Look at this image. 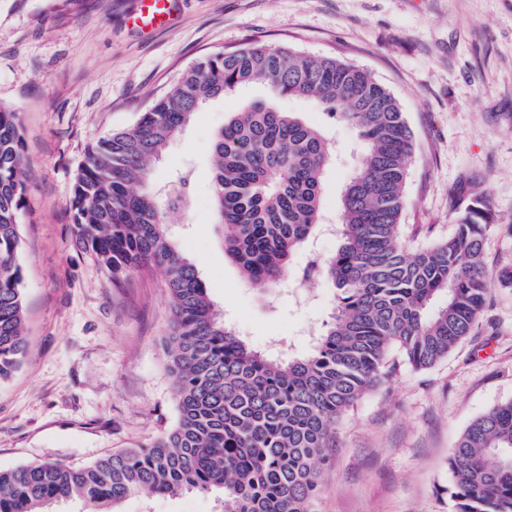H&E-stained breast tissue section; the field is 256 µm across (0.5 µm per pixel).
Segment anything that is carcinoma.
Segmentation results:
<instances>
[{
	"instance_id": "obj_1",
	"label": "carcinoma",
	"mask_w": 512,
	"mask_h": 512,
	"mask_svg": "<svg viewBox=\"0 0 512 512\" xmlns=\"http://www.w3.org/2000/svg\"><path fill=\"white\" fill-rule=\"evenodd\" d=\"M254 83L268 97L229 114L212 167L224 251L249 285L275 288L293 277V254L322 227L332 161L324 129L275 101L313 103L352 126L364 147L341 196V245L302 275L337 290L332 320L311 355L288 362L263 356L224 324L196 265L168 236L159 201L184 204L191 172L171 187L151 185L155 162L200 107ZM413 151L398 101L368 72L257 43L198 58L132 127L88 146L73 185L75 239L116 282L164 269L177 422L148 445L88 466L0 470V512H53L67 500L116 512L134 494L190 489L221 492L222 512H310L339 418L392 374L391 354L415 371L431 368L469 334L493 282L512 288L511 269L492 276L485 267L493 214L480 194L456 213L448 238L407 245L400 217ZM26 182L18 114L0 104V381L27 350L18 233ZM449 472L454 512H512V400L464 429Z\"/></svg>"
}]
</instances>
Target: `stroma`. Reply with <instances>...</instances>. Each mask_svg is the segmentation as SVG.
I'll return each instance as SVG.
<instances>
[{
	"instance_id": "35a3bbf8",
	"label": "stroma",
	"mask_w": 512,
	"mask_h": 512,
	"mask_svg": "<svg viewBox=\"0 0 512 512\" xmlns=\"http://www.w3.org/2000/svg\"><path fill=\"white\" fill-rule=\"evenodd\" d=\"M170 23L144 31L138 0H0V103L19 114L28 180L18 232L27 356L0 381V470L86 465L150 443L177 410L164 339L170 297L160 268L115 282L76 243L72 186L86 148L132 127L199 57L251 41L335 57L371 73L399 100L414 134L403 231L414 245L450 236L473 194L494 220L483 256L512 267V0H174ZM253 85L207 103L154 170L162 185L192 173L191 203L167 231L209 299L257 351L306 353L334 290L301 282L311 255L338 247L330 230L361 142L307 101L277 107L320 125L335 152L321 229L291 264L295 278L249 286L224 253L211 192L213 137ZM512 400V288L493 287L467 336L434 367L399 366L336 426V454L312 512H453L448 460L465 427ZM216 492L139 494L119 512H221Z\"/></svg>"
}]
</instances>
